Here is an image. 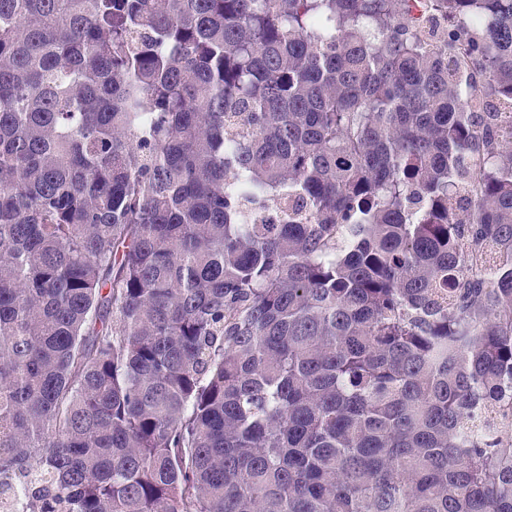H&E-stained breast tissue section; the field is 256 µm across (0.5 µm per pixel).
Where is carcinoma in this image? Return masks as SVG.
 Masks as SVG:
<instances>
[{
  "label": "carcinoma",
  "mask_w": 512,
  "mask_h": 512,
  "mask_svg": "<svg viewBox=\"0 0 512 512\" xmlns=\"http://www.w3.org/2000/svg\"><path fill=\"white\" fill-rule=\"evenodd\" d=\"M0 0V491L512 512V0Z\"/></svg>",
  "instance_id": "cac0c4a2"
}]
</instances>
